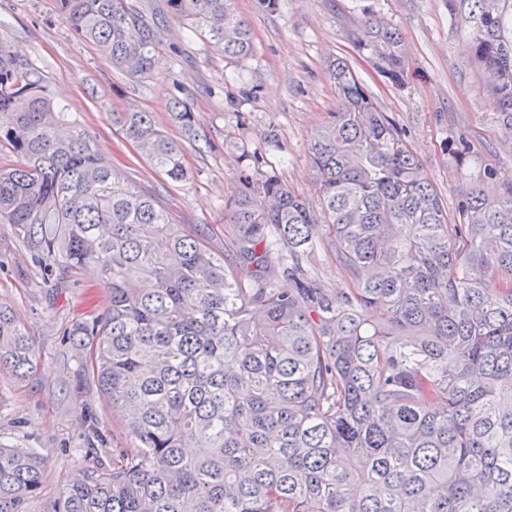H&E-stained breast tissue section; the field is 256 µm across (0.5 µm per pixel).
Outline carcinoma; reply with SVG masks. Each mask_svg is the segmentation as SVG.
<instances>
[{
    "instance_id": "cac0c4a2",
    "label": "carcinoma",
    "mask_w": 512,
    "mask_h": 512,
    "mask_svg": "<svg viewBox=\"0 0 512 512\" xmlns=\"http://www.w3.org/2000/svg\"><path fill=\"white\" fill-rule=\"evenodd\" d=\"M224 58L253 52L234 0H166ZM73 35L145 77L160 18L130 0H57ZM512 131V0H448ZM399 33L375 17L356 48L389 81L407 76ZM327 73L338 106L309 139L318 207L262 153L239 148L220 257L202 230L170 222L119 181L48 93L45 75L0 38V221L46 277L86 265L110 307L88 368L132 445L112 470L66 487L48 512H512V179L448 210L406 131L343 59ZM169 119L193 141L186 101ZM158 171L189 176L182 144L152 113H112ZM331 246L347 287L307 268ZM293 284L282 291L273 277ZM36 371L29 336L0 304V370ZM43 483L32 448L0 444V512H28Z\"/></svg>"
}]
</instances>
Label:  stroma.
I'll use <instances>...</instances> for the list:
<instances>
[{
  "mask_svg": "<svg viewBox=\"0 0 512 512\" xmlns=\"http://www.w3.org/2000/svg\"><path fill=\"white\" fill-rule=\"evenodd\" d=\"M235 8L250 27V57L225 61L207 39L168 17L159 28L160 61L143 78L130 77L75 38L55 0H0V37L44 73L51 96L66 104L117 175L155 195L171 223L204 228L218 255L233 234L224 200L234 189L239 148L265 152L296 193L314 198L307 138L336 109L326 71L332 57L348 59L382 110L406 131L449 212H456L483 169L512 178V153L501 147L500 127L491 120L498 103L482 86L471 43L449 16L447 0H280L274 11L265 0H235ZM371 14L401 34L404 85H392L355 47L354 37ZM175 96L188 102L210 143L201 150L184 141L190 177L177 184L112 123L113 113L146 111L179 137L168 122ZM461 134L473 148L460 168L444 146ZM272 137L273 147L267 144ZM0 302L24 324L38 361L26 379L0 371V443L38 449L43 486L29 512H46L65 487L111 469L113 457L130 444L121 415L112 412L85 370L92 337L78 344L71 337L102 314L110 298L92 266L47 279L14 227L0 223ZM89 416L104 431L101 441L88 439Z\"/></svg>",
  "mask_w": 512,
  "mask_h": 512,
  "instance_id": "1",
  "label": "stroma"
}]
</instances>
